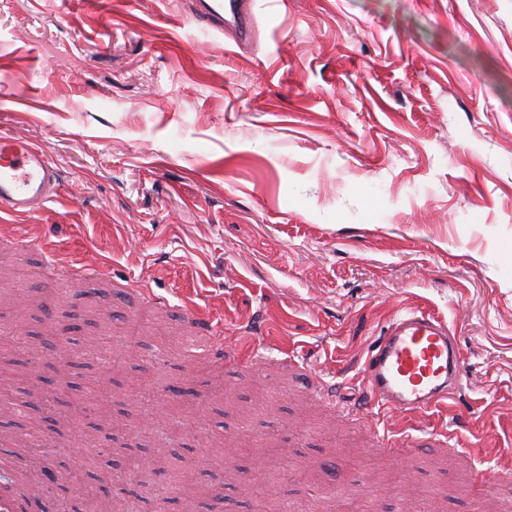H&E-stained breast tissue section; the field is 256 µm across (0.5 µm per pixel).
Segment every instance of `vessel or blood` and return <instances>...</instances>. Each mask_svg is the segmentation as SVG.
<instances>
[{
    "instance_id": "obj_1",
    "label": "vessel or blood",
    "mask_w": 512,
    "mask_h": 512,
    "mask_svg": "<svg viewBox=\"0 0 512 512\" xmlns=\"http://www.w3.org/2000/svg\"><path fill=\"white\" fill-rule=\"evenodd\" d=\"M196 21L217 31H230L238 46L253 39L250 0H194ZM57 174L44 151L22 136L0 138V212L30 214L55 194ZM193 338L216 368L235 363L215 336L209 318L190 314ZM464 363L445 322L418 309L398 312L369 350L357 380L359 404L394 416L403 414L416 428L426 415L457 392ZM379 453L407 451L400 433L386 425L374 428ZM37 489L31 484L0 486V512H30Z\"/></svg>"
}]
</instances>
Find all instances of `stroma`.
I'll list each match as a JSON object with an SVG mask.
<instances>
[{
	"instance_id": "obj_1",
	"label": "stroma",
	"mask_w": 512,
	"mask_h": 512,
	"mask_svg": "<svg viewBox=\"0 0 512 512\" xmlns=\"http://www.w3.org/2000/svg\"><path fill=\"white\" fill-rule=\"evenodd\" d=\"M190 0H0V135L57 164L36 213H0V328L44 343L0 441L32 478L76 471L90 510L48 484L44 512H153L172 474L239 512H512V0H284L253 5L249 48L197 25ZM95 256L78 278L63 266ZM149 288L168 307L86 290ZM225 345L264 337L263 366L211 370L184 308ZM414 307L447 323L465 361L436 422L465 446L409 435L374 450L371 412L339 417L314 389L355 379L387 321ZM154 378L142 414L140 376ZM85 411L43 406L59 376ZM148 458L138 482L104 461ZM328 495L297 481L328 457ZM478 468L498 471L482 495Z\"/></svg>"
}]
</instances>
